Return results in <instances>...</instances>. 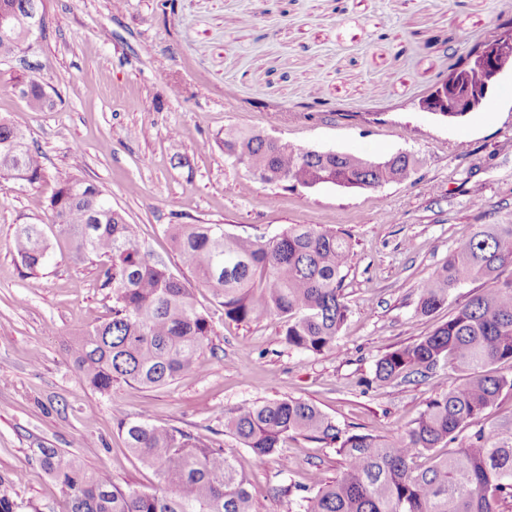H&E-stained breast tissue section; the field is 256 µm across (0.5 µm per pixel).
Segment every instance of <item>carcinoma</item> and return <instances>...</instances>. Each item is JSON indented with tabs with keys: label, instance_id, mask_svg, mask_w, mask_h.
Returning a JSON list of instances; mask_svg holds the SVG:
<instances>
[{
	"label": "carcinoma",
	"instance_id": "obj_1",
	"mask_svg": "<svg viewBox=\"0 0 512 512\" xmlns=\"http://www.w3.org/2000/svg\"><path fill=\"white\" fill-rule=\"evenodd\" d=\"M20 53L18 37L0 33V62ZM453 73L464 86L483 83L473 59ZM222 144L225 159L264 183L375 188L407 182L417 169L407 153L374 161L357 153L304 151L236 128L224 131ZM20 173L28 185L54 182L51 223L73 259L98 262L100 287L112 293L110 317L70 346L83 381L109 394L116 382L161 387L198 370L212 326L191 289L138 247L137 225L112 209L99 185L50 174L26 131L0 118V177ZM171 237L183 265L222 299L227 318L258 322L278 315L289 346L316 354L336 348L348 313L341 293L351 252L345 233L293 226L266 239L228 233L221 224H175ZM15 249L29 276L48 264L50 244L36 224L16 229ZM507 264L512 224H480L421 285L424 314L469 282L483 280L488 288L432 334L378 360L381 382L426 378L448 363L465 374L461 385L434 392L407 431L389 438L349 434L308 402L268 399L224 411V432L258 456L278 453L293 434L336 449L343 472L331 481L315 473L298 487L302 512H503L512 505V417L466 430L512 393V374L495 369L512 366V278L500 276ZM119 430L131 453L154 469L157 488L125 490L107 473H90L58 449L42 448L41 464L60 487L64 512H256L248 478L223 447L142 420H122ZM450 445L452 452L437 453ZM420 458L428 465H419Z\"/></svg>",
	"mask_w": 512,
	"mask_h": 512
}]
</instances>
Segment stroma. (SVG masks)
<instances>
[{"label":"stroma","mask_w":512,"mask_h":512,"mask_svg":"<svg viewBox=\"0 0 512 512\" xmlns=\"http://www.w3.org/2000/svg\"><path fill=\"white\" fill-rule=\"evenodd\" d=\"M35 60L54 105L29 111L24 70L0 64V117L27 129L51 174L96 182L139 227L138 244L191 288L212 334L198 371L103 396L80 378L73 336L112 307L97 267L74 261L47 204L53 182L0 178V496L17 512H60L61 492L40 464L56 448L122 487H156L118 420L177 427L232 451L258 512H298L274 487L338 476L334 449L300 436L257 457L224 432V412L295 398L342 429L392 436L424 411L434 383L464 374L383 383L377 361L430 335L484 287L456 289L421 313L419 288L479 224L512 223V69L483 104L455 121L420 102L471 49L503 34L501 0H45ZM319 151L374 159L415 156L411 181L378 188H284L224 158L228 127ZM40 225L53 245L38 275L15 253V230ZM172 224H220L274 237L306 224L352 236L344 270L348 319L337 351L288 346L280 320L237 323L181 263Z\"/></svg>","instance_id":"obj_1"}]
</instances>
